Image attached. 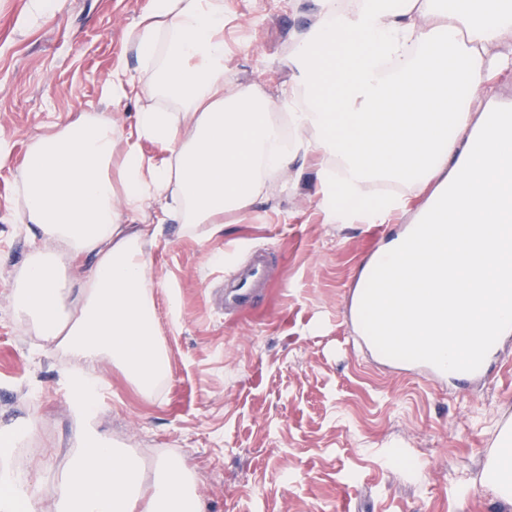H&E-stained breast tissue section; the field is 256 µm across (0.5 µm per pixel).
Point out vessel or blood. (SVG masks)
Returning <instances> with one entry per match:
<instances>
[{
  "mask_svg": "<svg viewBox=\"0 0 512 512\" xmlns=\"http://www.w3.org/2000/svg\"><path fill=\"white\" fill-rule=\"evenodd\" d=\"M487 236L495 239L499 249L496 261L506 267L512 266V210L505 208L500 212L497 223L484 227ZM418 263L426 264L441 260L442 234L440 225H432L428 235L421 238L414 250ZM273 268V253L270 248L252 249L246 265L238 268L233 276L225 280L224 289L217 296L220 309L228 319L237 318L243 311L255 308L262 301L270 272Z\"/></svg>",
  "mask_w": 512,
  "mask_h": 512,
  "instance_id": "1",
  "label": "vessel or blood"
}]
</instances>
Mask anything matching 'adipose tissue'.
I'll list each match as a JSON object with an SVG mask.
<instances>
[{"label": "adipose tissue", "instance_id": "1", "mask_svg": "<svg viewBox=\"0 0 512 512\" xmlns=\"http://www.w3.org/2000/svg\"><path fill=\"white\" fill-rule=\"evenodd\" d=\"M288 55L295 79L279 98L233 90L224 54V0H148L127 33L140 71L113 66V105L141 100L131 128L104 113L56 125L29 146L18 173L30 252L13 279L11 310L48 351L72 408L98 409L95 364L109 359L145 398L169 377L159 337L148 246L180 225L199 241L228 214L264 204L273 181L298 186L317 163V208L329 224H384L425 196L447 263L415 264L409 250L378 253L404 287L365 295L363 333L384 330L407 355L450 368L458 347L512 334V308L487 313L494 263L473 269L474 235L498 218L488 170L512 163V113L478 112L512 76V0H315ZM283 105L287 123L274 116ZM161 148L146 157L142 142ZM376 182L408 185L379 195ZM470 226L472 238L457 235ZM468 321L466 338L455 336ZM0 440V512H37L42 482L14 470ZM55 490L56 512H203L194 475L178 457L146 476L137 458L91 426Z\"/></svg>", "mask_w": 512, "mask_h": 512}]
</instances>
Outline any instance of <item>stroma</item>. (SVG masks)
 I'll list each match as a JSON object with an SVG mask.
<instances>
[{
  "label": "stroma",
  "instance_id": "35a3bbf8",
  "mask_svg": "<svg viewBox=\"0 0 512 512\" xmlns=\"http://www.w3.org/2000/svg\"><path fill=\"white\" fill-rule=\"evenodd\" d=\"M29 0H0V433L39 398L44 420L29 463L41 464L39 512L72 465L79 421L61 382L62 355L10 313L11 276L30 249L17 224L18 170L28 145L84 113L130 126L135 102L104 88L130 53L126 35L147 0H64L31 17ZM313 0H225L231 87L266 94L292 80L286 59ZM271 184L269 200L224 218L207 242L170 230L149 250L170 377L142 399L110 361L95 429L153 469L182 457L204 512H512L486 481L512 421V335L482 376L448 378L377 358L351 324L357 276L401 224H328L312 187ZM275 256L268 297L226 326L210 283L252 246Z\"/></svg>",
  "mask_w": 512,
  "mask_h": 512
}]
</instances>
